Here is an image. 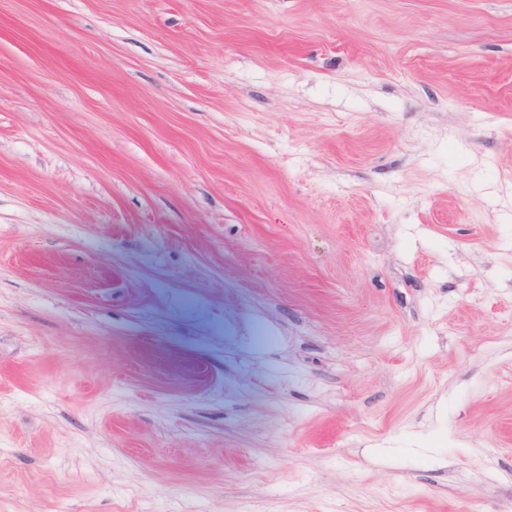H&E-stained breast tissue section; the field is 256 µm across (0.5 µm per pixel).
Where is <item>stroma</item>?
Listing matches in <instances>:
<instances>
[{
  "label": "stroma",
  "instance_id": "obj_1",
  "mask_svg": "<svg viewBox=\"0 0 512 512\" xmlns=\"http://www.w3.org/2000/svg\"><path fill=\"white\" fill-rule=\"evenodd\" d=\"M512 512V0H0V512Z\"/></svg>",
  "mask_w": 512,
  "mask_h": 512
}]
</instances>
